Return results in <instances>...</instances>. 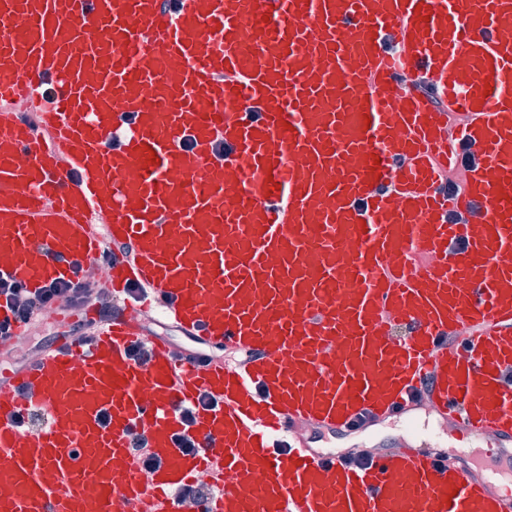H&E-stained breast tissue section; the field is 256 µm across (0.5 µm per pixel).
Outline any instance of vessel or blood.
Returning a JSON list of instances; mask_svg holds the SVG:
<instances>
[{
  "label": "vessel or blood",
  "mask_w": 512,
  "mask_h": 512,
  "mask_svg": "<svg viewBox=\"0 0 512 512\" xmlns=\"http://www.w3.org/2000/svg\"><path fill=\"white\" fill-rule=\"evenodd\" d=\"M0 102V279L119 304L0 377V512H512V0H0ZM421 415L498 451L321 445Z\"/></svg>",
  "instance_id": "vessel-or-blood-1"
}]
</instances>
